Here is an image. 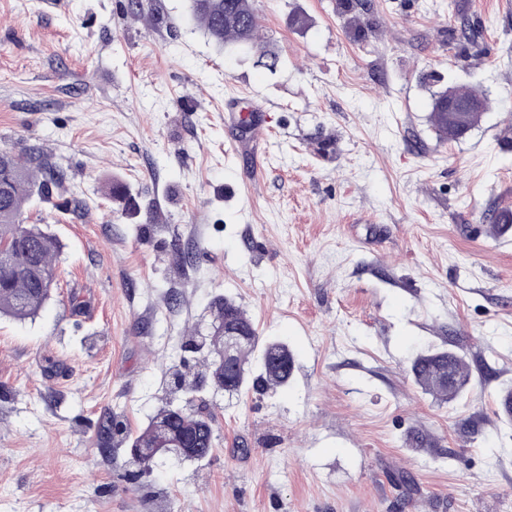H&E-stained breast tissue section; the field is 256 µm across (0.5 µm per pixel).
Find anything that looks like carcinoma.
Returning a JSON list of instances; mask_svg holds the SVG:
<instances>
[{
	"instance_id": "obj_1",
	"label": "carcinoma",
	"mask_w": 512,
	"mask_h": 512,
	"mask_svg": "<svg viewBox=\"0 0 512 512\" xmlns=\"http://www.w3.org/2000/svg\"><path fill=\"white\" fill-rule=\"evenodd\" d=\"M194 20L216 44L251 43L259 52L257 65L274 73L280 66L277 53L257 41L256 15L252 0H189ZM457 98L477 102L486 109L485 99L453 85L442 88L432 100L430 120L440 139L448 136V90ZM61 165L39 155L21 159L0 150V252L7 262L0 263V314L17 319L35 315L51 298L54 283V239L35 224L21 223L24 205L33 197L48 200L64 179ZM112 203L124 211L138 206L130 187L115 180L108 188ZM212 324L208 334H192L188 342L199 350L224 342L219 324L228 323L241 329L245 338L229 363H218L204 356V375L184 386L187 394L199 390L207 380L216 389L238 393L245 386L251 359L258 356L259 379L271 388L289 384L294 369L293 355L278 340H260L252 321L236 301L226 295L211 303ZM410 375L422 391L448 404L456 400L470 380L463 355L445 348H431L417 354L410 364ZM211 419L194 415L168 402L130 443L132 460L144 471L151 468L162 452L173 451L187 461L206 458L213 451Z\"/></svg>"
}]
</instances>
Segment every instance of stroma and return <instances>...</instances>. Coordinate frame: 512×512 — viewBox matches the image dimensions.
Masks as SVG:
<instances>
[{"mask_svg": "<svg viewBox=\"0 0 512 512\" xmlns=\"http://www.w3.org/2000/svg\"><path fill=\"white\" fill-rule=\"evenodd\" d=\"M150 2L0 0V149L68 174L24 213L57 241L52 297L0 315V512H512V0H253L274 74ZM442 83L487 101L455 141ZM246 106L260 138L224 119ZM220 294L288 345L290 386L180 390ZM430 345L469 365L451 403L408 373ZM169 401L215 449L140 471ZM448 111L456 114L460 121L465 123L459 127V132L465 134L470 130L467 123L479 113V106L476 103L458 101L448 96V85L434 94L430 120L439 138L444 141L459 139L448 136ZM108 196L112 203L121 206L123 211H130L138 206L136 198L125 182L113 180L108 188Z\"/></svg>", "mask_w": 512, "mask_h": 512, "instance_id": "obj_1", "label": "stroma"}]
</instances>
